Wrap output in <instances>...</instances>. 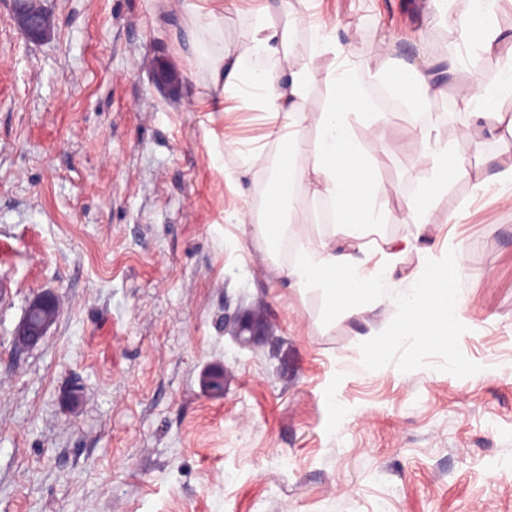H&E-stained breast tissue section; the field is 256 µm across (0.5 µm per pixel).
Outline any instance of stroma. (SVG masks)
Returning a JSON list of instances; mask_svg holds the SVG:
<instances>
[{
  "instance_id": "stroma-1",
  "label": "stroma",
  "mask_w": 512,
  "mask_h": 512,
  "mask_svg": "<svg viewBox=\"0 0 512 512\" xmlns=\"http://www.w3.org/2000/svg\"><path fill=\"white\" fill-rule=\"evenodd\" d=\"M423 0H294L290 67L314 60L309 21L333 18L361 85L390 79L452 40ZM54 35L33 43L0 0V512H512V186L452 180L423 230L403 223L433 171L414 128L436 123L473 175L512 151L453 91L495 79L475 49L449 92L352 134L390 191L377 242L412 240L392 288L413 286L418 253L456 265L467 320L448 344L378 343L393 300L333 307L284 274L234 210L265 176L210 133L258 135L245 113L195 106L196 38L160 0H46ZM180 85L154 80L158 63ZM398 138V154L385 151ZM239 184H224L225 171ZM54 291L44 340L12 344L28 297ZM260 308L273 337L239 348L225 315ZM226 373L224 391L205 386Z\"/></svg>"
}]
</instances>
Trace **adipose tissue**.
<instances>
[{"label": "adipose tissue", "instance_id": "adipose-tissue-1", "mask_svg": "<svg viewBox=\"0 0 512 512\" xmlns=\"http://www.w3.org/2000/svg\"><path fill=\"white\" fill-rule=\"evenodd\" d=\"M455 2L426 0V11L447 27L453 47H478L498 75L497 82L469 85L460 102L474 116L495 119L512 133V115L497 109L500 98L512 96V41L495 23L498 0H465L460 9ZM234 5L235 0H164L165 8L176 9L191 32L205 34L199 46L206 71L198 104L213 112L227 108L254 112L266 127L258 142L216 136L210 141L213 155L231 151L247 168L263 171L266 177L258 205L236 211L234 219L239 224L253 225L259 237L277 246L289 224L296 221L297 196L305 195L317 203V218L354 228V242L342 251L328 241L298 242L299 260L287 269V276L298 286L319 284L333 298L378 299L387 291L392 262L403 248L391 245L382 262L366 268V238L372 226L381 221L373 200L383 187L350 135L349 118L354 115L371 125L378 121L379 114L349 64V48L336 42L335 20L326 19L316 25L314 53L331 56L333 63L323 75L329 89L326 109L323 114H315L308 105L309 86L317 75L315 66L309 61L301 68H289L290 34L269 20L274 12L292 15V0H264L248 38L229 49L214 34L222 30L224 14ZM408 76L399 92L408 111L415 112L434 91L435 74L429 60L423 58L409 68ZM311 120L316 121L319 134L307 147L294 134ZM419 134L434 177L406 203L404 220L418 228L425 224L434 196L447 191L449 180L472 179L464 164L449 161L448 149L440 144L433 126L420 127ZM419 260L427 276L396 303L399 320L393 339L400 343H423L435 326L444 332L463 326L460 302L452 288L456 268L433 265L426 251L420 252Z\"/></svg>", "mask_w": 512, "mask_h": 512}]
</instances>
